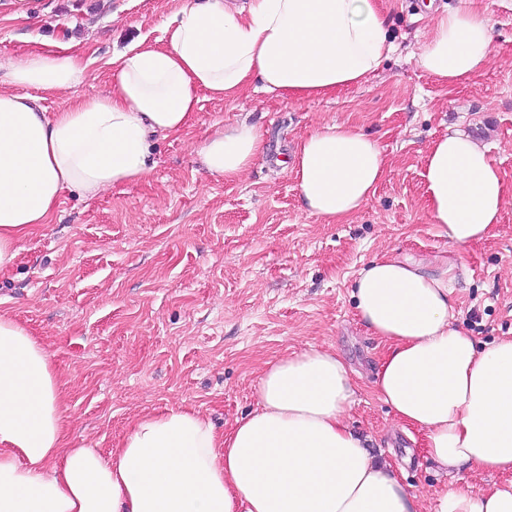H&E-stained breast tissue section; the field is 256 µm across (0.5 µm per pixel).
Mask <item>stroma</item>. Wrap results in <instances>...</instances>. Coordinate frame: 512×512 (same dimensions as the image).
I'll list each match as a JSON object with an SVG mask.
<instances>
[{
    "mask_svg": "<svg viewBox=\"0 0 512 512\" xmlns=\"http://www.w3.org/2000/svg\"><path fill=\"white\" fill-rule=\"evenodd\" d=\"M396 49L367 82L322 99L293 101L246 89L202 96L182 131L153 140L144 180L96 196L62 192L49 224L0 273V311L47 345L62 384L69 443L108 453L136 416L193 408L222 430L256 403L265 365L310 347L333 349L354 371L347 424L375 461L391 465L421 512L446 486L475 490L505 475L441 472L424 437L397 421L374 389L383 343L351 296L360 269L395 250L435 265L448 239L424 196L427 146L462 127L485 144L506 184L494 236L465 250L453 294L456 324L479 344L512 336V0H447L490 17L485 71L448 87L415 57L430 30L425 0H379ZM185 0H0V64L70 48L84 68L73 92L46 94V111L110 89V61L139 38L157 42ZM256 125L267 145L228 182L195 154L215 126ZM361 127L389 169L365 208L326 224L303 207L290 169L299 139L324 125Z\"/></svg>",
    "mask_w": 512,
    "mask_h": 512,
    "instance_id": "1",
    "label": "stroma"
}]
</instances>
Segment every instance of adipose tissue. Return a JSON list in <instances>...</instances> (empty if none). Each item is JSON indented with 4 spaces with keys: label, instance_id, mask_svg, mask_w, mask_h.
Wrapping results in <instances>:
<instances>
[{
    "label": "adipose tissue",
    "instance_id": "obj_1",
    "mask_svg": "<svg viewBox=\"0 0 512 512\" xmlns=\"http://www.w3.org/2000/svg\"><path fill=\"white\" fill-rule=\"evenodd\" d=\"M492 20L443 9L416 64L454 87L481 74ZM164 46L130 44L112 58V91L60 112L41 93L82 80L76 55L33 53L0 75V273L64 189L96 195L143 180L154 136L185 128L200 92L231 99L260 80L295 100L364 83L393 50L376 0H187ZM263 150L256 127L217 130L196 150L233 181ZM306 210L328 224L361 211L387 173L381 145L346 124L301 139L292 166ZM426 206L448 238L437 267L391 251L363 267L352 297L385 345L374 382L396 418L425 437L444 472L512 473V336L477 347L453 323L456 271L500 222L506 185L487 148L456 130L425 157ZM353 374L333 350L267 363L255 409L230 430L186 408L138 416L117 448L66 443L62 388L44 343L0 312V512H418L416 497L374 462L345 421ZM434 512H512V481L433 494Z\"/></svg>",
    "mask_w": 512,
    "mask_h": 512
}]
</instances>
